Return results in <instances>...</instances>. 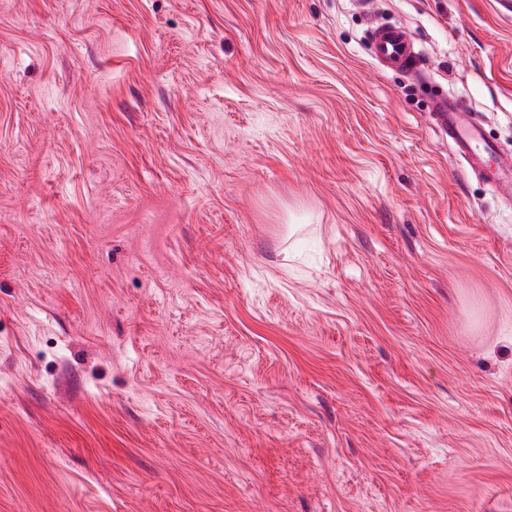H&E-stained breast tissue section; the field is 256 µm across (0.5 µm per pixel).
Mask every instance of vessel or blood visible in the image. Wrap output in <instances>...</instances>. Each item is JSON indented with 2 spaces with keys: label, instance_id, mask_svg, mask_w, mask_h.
<instances>
[{
  "label": "vessel or blood",
  "instance_id": "b4317fda",
  "mask_svg": "<svg viewBox=\"0 0 512 512\" xmlns=\"http://www.w3.org/2000/svg\"><path fill=\"white\" fill-rule=\"evenodd\" d=\"M369 49L375 63L389 69L412 70L417 58L413 41L398 26L372 28ZM432 114L442 136L467 169L485 176L503 198H511L512 159L499 158L495 144L486 137L472 113L456 98L445 96L433 101Z\"/></svg>",
  "mask_w": 512,
  "mask_h": 512
}]
</instances>
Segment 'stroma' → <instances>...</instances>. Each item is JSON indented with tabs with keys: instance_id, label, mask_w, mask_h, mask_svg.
Wrapping results in <instances>:
<instances>
[{
	"instance_id": "obj_1",
	"label": "stroma",
	"mask_w": 512,
	"mask_h": 512,
	"mask_svg": "<svg viewBox=\"0 0 512 512\" xmlns=\"http://www.w3.org/2000/svg\"><path fill=\"white\" fill-rule=\"evenodd\" d=\"M448 94L512 156V0H0V512H512ZM369 49L375 63L389 69L410 71L417 58L414 42L399 26L378 25L372 28Z\"/></svg>"
}]
</instances>
